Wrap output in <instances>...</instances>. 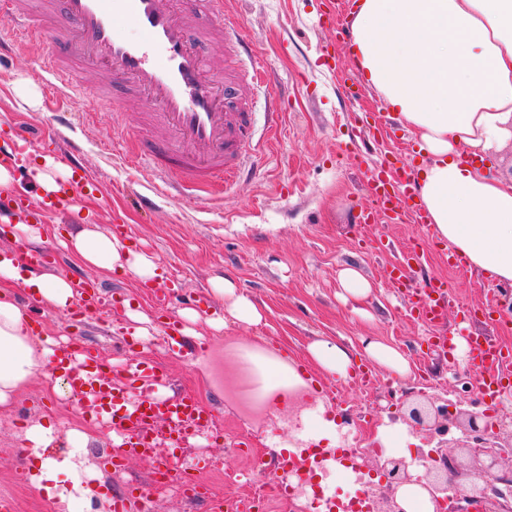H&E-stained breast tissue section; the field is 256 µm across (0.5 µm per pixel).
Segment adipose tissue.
Here are the masks:
<instances>
[{
	"mask_svg": "<svg viewBox=\"0 0 512 512\" xmlns=\"http://www.w3.org/2000/svg\"><path fill=\"white\" fill-rule=\"evenodd\" d=\"M353 54L369 86L415 137L424 164L415 189L438 240L466 256L471 268L512 283V177L495 158L512 141V0H360L351 23ZM76 259L110 274L155 277L152 258L120 238L82 227L68 236ZM44 305L72 304L67 277L22 275L14 258H0V409H10L30 380L55 354L57 341L32 332L28 305L15 288ZM224 316L205 320L219 330L227 320L259 324L263 315L226 279L213 283ZM255 375L257 397L295 399L309 383L294 362L239 349ZM309 364L321 374L348 377L355 356L346 345L316 340ZM38 457L29 482L73 512L75 501L102 499L100 476L77 471L67 457L46 455L55 438L37 424L24 434Z\"/></svg>",
	"mask_w": 512,
	"mask_h": 512,
	"instance_id": "obj_1",
	"label": "adipose tissue"
}]
</instances>
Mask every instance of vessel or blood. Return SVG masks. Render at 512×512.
Returning a JSON list of instances; mask_svg holds the SVG:
<instances>
[{"label":"vessel or blood","instance_id":"1","mask_svg":"<svg viewBox=\"0 0 512 512\" xmlns=\"http://www.w3.org/2000/svg\"><path fill=\"white\" fill-rule=\"evenodd\" d=\"M30 0H0V13L17 23L12 42L0 41V55H25L40 71L69 89H88L100 74H109L126 93H104L101 100L126 152L146 162L165 186L206 190L233 182L252 169L260 150L254 119L259 104L253 92L265 76L244 25L224 9V0H206V14L193 0H44L31 13ZM269 117L279 108L266 102ZM31 135L28 126L9 124L0 135V163L13 162ZM59 162L73 173L72 184L60 194L31 200L24 194L0 195V223H38L44 213H67L76 205L75 187L87 182L88 172L78 147L61 153ZM370 204L358 214L369 225L377 216L395 218L411 212L425 225L417 201L410 165L381 158L366 178ZM12 254L24 269L44 271L56 264L54 252L36 251L25 242L11 243ZM425 249H406L390 267L389 282L403 289L411 317L434 329L432 350L452 353L453 336L444 333L448 319V285L433 279L426 288L411 287L413 273ZM73 316L90 311L117 313L120 294L105 297L91 278L72 277ZM174 288L154 291L158 324L167 347L181 356L185 340L180 319L170 310ZM472 364L480 372L488 397L512 387V348L490 336L467 338ZM54 368L68 378L72 392L84 399L97 423L111 414L112 429L122 441L106 460L120 468L132 459L151 461L154 477L180 479L193 498L202 492L195 474L200 464L181 461V451L206 430L211 413L192 393L161 396L168 382L159 367L130 355L113 379L112 366L77 341L62 345Z\"/></svg>","mask_w":512,"mask_h":512}]
</instances>
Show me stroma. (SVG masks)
I'll return each instance as SVG.
<instances>
[{"label":"stroma","instance_id":"35a3bbf8","mask_svg":"<svg viewBox=\"0 0 512 512\" xmlns=\"http://www.w3.org/2000/svg\"><path fill=\"white\" fill-rule=\"evenodd\" d=\"M224 7L250 32L255 55L271 77V89L280 95L283 117L276 128L259 132L264 150L255 176L223 191L218 202L201 192L190 202L160 197L155 208L141 209L140 195L152 193L160 181L144 163L119 151L120 137L111 132L110 118L101 116L94 93L85 91L74 102L63 99L55 82L35 71L25 57L0 59V117L43 130L18 168L26 176L19 189L31 195L40 189L27 176L30 166L38 158L54 156L59 147L56 134L46 129L51 112L68 108L82 119L96 117V126H84L74 135L93 176L92 185L77 200L80 211L43 226L44 246L58 253L54 272L90 277L107 295L122 289L133 309L154 315L144 279L132 273L105 275L79 263L63 245L74 223L107 234L113 225L124 224L133 247L152 255L161 271L179 281L181 297L173 312L192 308L198 293H208L210 303L201 309L202 321L196 326L200 350L182 358L160 356L164 339L157 332L137 345L224 424L240 423L252 408L243 389L225 374V350L235 342L265 343L300 364L307 343L316 337L356 345L361 337L375 336L405 353L410 363L407 377H396L374 363V384L364 390L306 366V375L317 377L319 389L301 403L265 410L262 432L240 433V441L248 446L241 455L225 454V435H201L184 457L201 455L213 463L205 480L218 483L223 500L233 503L250 484L278 483L270 464L276 449L295 443L298 426H314L320 409L352 420L362 405H369L371 415L361 422L359 438L362 447L370 448L379 427L404 419L428 397L453 390L454 373L474 379L475 369L471 359L448 361L429 350V330L412 320L403 296L387 285L390 264L419 235L427 242V259L415 272L414 284L448 275V249L431 228L381 216L365 232L355 228L356 208L368 202L364 183L370 168L383 151L403 154L414 136L373 89H364L356 100L348 94L362 75L348 46L324 19L332 13L339 23H349L353 6L347 0H224ZM354 152L363 155L362 166L346 163V155ZM349 265L372 285V319L359 317L339 297V272ZM224 277L261 307L260 324L230 321L217 332L205 325V318L224 313V300L213 295L211 285ZM491 300L501 309L508 305L506 299L495 298L489 278L468 270L451 285L449 326L458 323L461 305L477 308ZM32 315L55 338L82 341L114 362L123 358L121 341L105 316L89 314L77 321L70 311L43 305L35 306ZM58 384L57 376L42 373L14 409L0 410V498L12 501L13 512H55L47 495L34 490L26 478L34 461L22 447L17 412H26L29 423L54 427L51 455L74 453L84 460L113 445L109 428L94 427L86 447L71 449L65 433L81 426L82 419L68 413L72 396L57 393Z\"/></svg>","mask_w":512,"mask_h":512}]
</instances>
